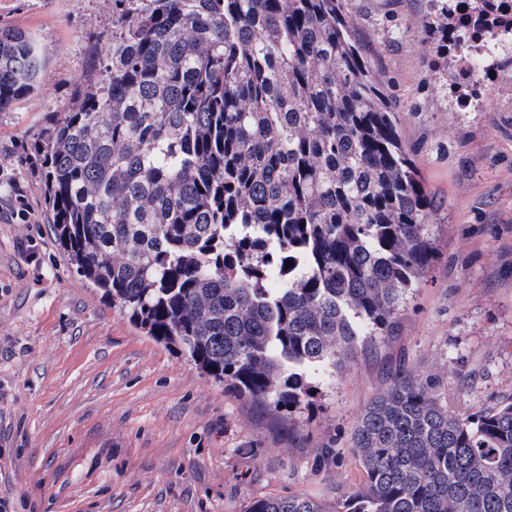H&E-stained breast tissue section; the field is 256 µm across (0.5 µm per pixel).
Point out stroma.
I'll use <instances>...</instances> for the list:
<instances>
[{"label":"stroma","mask_w":512,"mask_h":512,"mask_svg":"<svg viewBox=\"0 0 512 512\" xmlns=\"http://www.w3.org/2000/svg\"><path fill=\"white\" fill-rule=\"evenodd\" d=\"M355 36L441 200L440 256L377 355L319 384L302 421L268 414L145 336L60 254L31 149L112 31V0H0L30 33L37 89L0 109V498L11 512H244L262 496L330 504L359 484L351 428L383 364L442 374L449 408L512 395V68L483 108L449 103L424 60L427 0H351ZM25 217H17V210Z\"/></svg>","instance_id":"1"}]
</instances>
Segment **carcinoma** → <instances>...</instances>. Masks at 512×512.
Returning a JSON list of instances; mask_svg holds the SVG:
<instances>
[{
    "label": "carcinoma",
    "mask_w": 512,
    "mask_h": 512,
    "mask_svg": "<svg viewBox=\"0 0 512 512\" xmlns=\"http://www.w3.org/2000/svg\"><path fill=\"white\" fill-rule=\"evenodd\" d=\"M348 2L112 0V39L37 146L76 273L271 414L393 335L437 259L436 200ZM431 2L436 71L469 38L512 46V0ZM42 68L30 34L0 26V109ZM441 380L390 370L351 431L363 479L335 505L245 512H512V396L459 413Z\"/></svg>",
    "instance_id": "carcinoma-1"
}]
</instances>
